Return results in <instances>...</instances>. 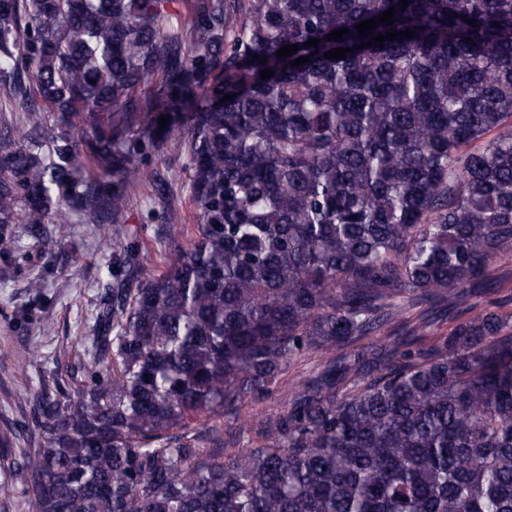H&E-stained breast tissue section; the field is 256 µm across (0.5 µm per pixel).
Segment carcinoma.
<instances>
[{
  "label": "carcinoma",
  "instance_id": "cac0c4a2",
  "mask_svg": "<svg viewBox=\"0 0 512 512\" xmlns=\"http://www.w3.org/2000/svg\"><path fill=\"white\" fill-rule=\"evenodd\" d=\"M407 2L190 0L176 26L172 0H0V81L27 114L0 129V245L21 224L50 258L51 225L78 218L111 251L89 379L35 393L39 447L0 496L512 512V310L482 304L512 257V0ZM391 30L415 35L368 45ZM174 138L200 224L155 274L110 230L135 188L165 196L147 157ZM309 352L327 361L246 423L249 446L191 426L239 417Z\"/></svg>",
  "mask_w": 512,
  "mask_h": 512
}]
</instances>
